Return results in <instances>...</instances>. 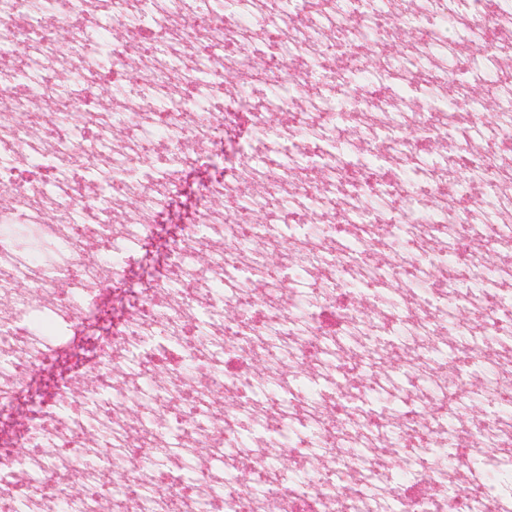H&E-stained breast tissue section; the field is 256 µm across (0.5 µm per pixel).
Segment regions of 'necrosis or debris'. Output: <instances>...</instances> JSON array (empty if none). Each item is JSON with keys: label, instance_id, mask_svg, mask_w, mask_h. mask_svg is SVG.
I'll use <instances>...</instances> for the list:
<instances>
[{"label": "necrosis or debris", "instance_id": "1", "mask_svg": "<svg viewBox=\"0 0 512 512\" xmlns=\"http://www.w3.org/2000/svg\"><path fill=\"white\" fill-rule=\"evenodd\" d=\"M505 32L512 0H0V229L54 246L0 232V512H512ZM41 318L85 335L64 373ZM224 154L205 156L193 169L185 173L182 190L173 205L165 212L158 235L153 243L142 250L143 259L134 264L124 289L142 288L150 279L165 250L166 243L177 230L186 224L195 204V191L199 183L224 170Z\"/></svg>", "mask_w": 512, "mask_h": 512}]
</instances>
